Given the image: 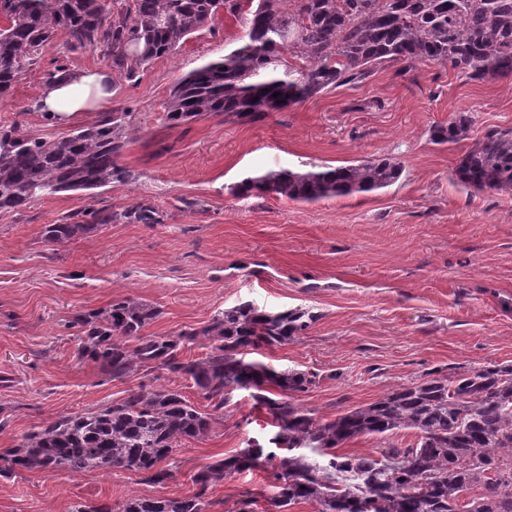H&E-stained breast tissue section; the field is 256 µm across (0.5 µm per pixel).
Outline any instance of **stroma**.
<instances>
[{
	"mask_svg": "<svg viewBox=\"0 0 512 512\" xmlns=\"http://www.w3.org/2000/svg\"><path fill=\"white\" fill-rule=\"evenodd\" d=\"M242 34L239 21L220 16L134 78L116 77L109 108L135 115L123 159L132 182L47 195L0 214L1 449L57 415L110 404L143 383L179 389L203 406L190 382L164 371L111 381L78 357L65 321L124 295L160 308L146 328L156 335L202 327L216 311L245 301L271 314L313 309L319 319L305 335L250 349L246 359L317 373V385L298 403L328 419L436 369L512 364V194L469 191L453 176L471 139L512 126V81L475 82L428 63L405 74L379 71L257 122L166 123L172 84L221 59ZM60 59L73 71L112 67L97 50L45 47L0 101V127L49 138L100 119L85 112L64 126L42 111L39 91ZM457 112L474 118L468 139L433 144L431 128ZM383 155L401 162L404 173L373 194L307 204L230 192L270 170ZM140 197L166 213L164 223L111 224L58 249L43 239L44 225ZM184 198L196 208H182ZM233 401L223 429L179 445L173 480L154 484L121 470H20L0 477V512H70L133 495L193 494L201 465L275 433L252 390L234 392ZM274 494L264 470L243 471L213 488L211 512H230L243 499L253 512H271Z\"/></svg>",
	"mask_w": 512,
	"mask_h": 512,
	"instance_id": "obj_1",
	"label": "stroma"
}]
</instances>
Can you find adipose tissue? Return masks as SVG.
I'll list each match as a JSON object with an SVG mask.
<instances>
[{
	"label": "adipose tissue",
	"mask_w": 512,
	"mask_h": 512,
	"mask_svg": "<svg viewBox=\"0 0 512 512\" xmlns=\"http://www.w3.org/2000/svg\"><path fill=\"white\" fill-rule=\"evenodd\" d=\"M112 96L111 74L94 68L71 72L46 83L40 90L39 103L42 111L66 123L77 113L103 107Z\"/></svg>",
	"instance_id": "obj_1"
}]
</instances>
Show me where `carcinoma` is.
Masks as SVG:
<instances>
[{
  "instance_id": "carcinoma-1",
  "label": "carcinoma",
  "mask_w": 512,
  "mask_h": 512,
  "mask_svg": "<svg viewBox=\"0 0 512 512\" xmlns=\"http://www.w3.org/2000/svg\"><path fill=\"white\" fill-rule=\"evenodd\" d=\"M0 0V99L58 33L70 52L98 49L130 79L169 56L218 16L234 17L245 35L224 58L176 80L164 120L184 124L211 116L259 121L375 72L432 62L479 82L512 78V0ZM279 96H274V93ZM133 113L110 112L96 123L51 139L0 127V213L62 192L127 184L122 162ZM469 112L434 126L430 140L468 138ZM403 166L392 157L357 164L290 168L246 177L238 198L274 194L313 203L390 187ZM456 183L469 190L512 192V127H491L457 158ZM166 213L145 198L91 208L47 224L44 240L64 245L108 224H162ZM161 310L126 295L102 309L78 312L77 355L113 381L164 370L192 382L200 409L173 389L139 385L110 405L58 415L0 452V476L15 470L51 473L127 470L152 483L174 478L178 444L202 441L224 427L233 393L258 385L277 432L268 445L248 443L235 455L203 464L196 491L181 498L135 496L117 507L81 504L72 512H207L210 491L234 473L269 467L276 512L308 503L315 512H512V364L463 371L438 369L398 384L376 401L333 419L297 403L318 383L309 371H275L244 358L261 342L296 341L318 320L309 309L270 314L249 302L214 314L200 328L156 336L144 330ZM199 345L205 353L184 355ZM403 430L417 441L390 442ZM360 436L384 444L369 454L346 452Z\"/></svg>"
}]
</instances>
